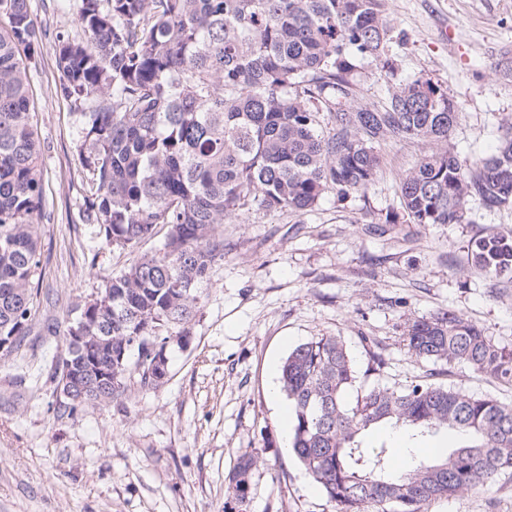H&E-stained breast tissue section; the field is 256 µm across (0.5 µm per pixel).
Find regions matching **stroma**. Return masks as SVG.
I'll return each instance as SVG.
<instances>
[{"mask_svg": "<svg viewBox=\"0 0 512 512\" xmlns=\"http://www.w3.org/2000/svg\"><path fill=\"white\" fill-rule=\"evenodd\" d=\"M28 7L43 30L29 64L42 266L31 332L0 357V512H336L283 445L288 402L269 392L271 362L315 336L343 337L361 363L371 341L389 385L425 379L512 405V381L407 352L405 324L448 310L512 351V277L488 281L468 257L474 240L512 235V208L473 202L464 224L386 223L400 209L402 175L425 150L407 140L381 145L383 168L366 197L342 202L329 192L303 215L253 208L222 225L224 259L201 286L187 342L169 345L164 383L144 388L133 372L118 400L59 416L49 370L65 350L71 309L160 241L112 246L82 221L81 107L60 92L55 40L81 31L59 0ZM386 8L396 70L366 62L364 101L384 104L417 78L441 82L459 107L455 151L492 154L512 122V74L493 68L512 53V0H388ZM246 452L255 465L239 502L228 476ZM425 512H512V470Z\"/></svg>", "mask_w": 512, "mask_h": 512, "instance_id": "35a3bbf8", "label": "stroma"}]
</instances>
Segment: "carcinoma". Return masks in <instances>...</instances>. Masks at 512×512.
I'll list each match as a JSON object with an SVG mask.
<instances>
[{
  "label": "carcinoma",
  "instance_id": "carcinoma-1",
  "mask_svg": "<svg viewBox=\"0 0 512 512\" xmlns=\"http://www.w3.org/2000/svg\"><path fill=\"white\" fill-rule=\"evenodd\" d=\"M0 19V336L16 349L30 333L41 263V149L20 53L33 49L37 25L27 0H0ZM75 21L82 36L56 35V66L64 97L97 95L80 112L83 221L122 247L166 232L104 280L96 304L71 310L96 362L76 399L59 401L62 416L118 399L133 369L144 387L163 382L167 341L188 335L199 286L224 260L220 225L253 206L305 214L328 191L364 196L384 143L429 146L400 181L407 223L462 224L473 200L512 207V124L494 153L466 161L448 148L458 105L446 86L419 78L381 106L360 101V69L382 59L393 31L385 0H77ZM470 261L493 282L512 273V237L474 241ZM407 350L512 377V352L453 311L409 324ZM366 355L362 369L342 337L317 336L280 367L290 447L336 512H425L512 468L511 405L425 380L391 387L380 381L384 357ZM109 368L110 388L98 376ZM379 427L413 439L453 430L462 443L395 475L386 445L363 440ZM253 465L240 457L233 491Z\"/></svg>",
  "mask_w": 512,
  "mask_h": 512
}]
</instances>
